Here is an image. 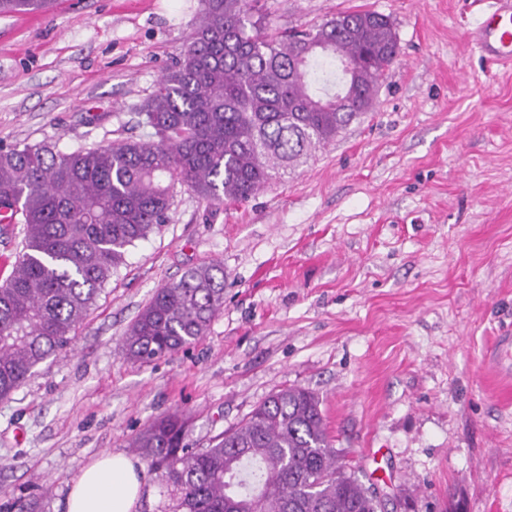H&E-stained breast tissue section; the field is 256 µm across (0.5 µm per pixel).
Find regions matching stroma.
I'll return each instance as SVG.
<instances>
[{
  "instance_id": "obj_1",
  "label": "stroma",
  "mask_w": 512,
  "mask_h": 512,
  "mask_svg": "<svg viewBox=\"0 0 512 512\" xmlns=\"http://www.w3.org/2000/svg\"><path fill=\"white\" fill-rule=\"evenodd\" d=\"M276 27L389 16L373 106L247 201L176 187L70 347L0 399V506L64 512L71 482L156 418L204 448L272 393H315L334 447L385 512H512V65L487 67L475 0H261ZM199 0H54L0 15V147L142 139L132 114ZM224 266V309L148 364L122 338L156 289Z\"/></svg>"
}]
</instances>
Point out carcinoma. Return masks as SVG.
<instances>
[{
	"label": "carcinoma",
	"mask_w": 512,
	"mask_h": 512,
	"mask_svg": "<svg viewBox=\"0 0 512 512\" xmlns=\"http://www.w3.org/2000/svg\"><path fill=\"white\" fill-rule=\"evenodd\" d=\"M49 2L0 0V14ZM257 3L201 0L188 42L134 108L150 139L71 152L45 142L0 147V224L24 226L0 284V399L70 345L129 248L169 219L175 185L215 207L245 200L370 110L398 56L390 18L358 11L271 29ZM223 308L224 268L189 269L130 324L126 355L137 363L172 355ZM189 431L190 419L173 412L132 442L166 488L165 512H381L306 389L272 394L207 448L190 445Z\"/></svg>",
	"instance_id": "cac0c4a2"
}]
</instances>
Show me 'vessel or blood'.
I'll return each instance as SVG.
<instances>
[{"instance_id": "obj_1", "label": "vessel or blood", "mask_w": 512, "mask_h": 512, "mask_svg": "<svg viewBox=\"0 0 512 512\" xmlns=\"http://www.w3.org/2000/svg\"><path fill=\"white\" fill-rule=\"evenodd\" d=\"M475 49L487 64L512 62V0H494L472 27Z\"/></svg>"}]
</instances>
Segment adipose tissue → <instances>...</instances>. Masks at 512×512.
Segmentation results:
<instances>
[{"instance_id": "obj_1", "label": "adipose tissue", "mask_w": 512, "mask_h": 512, "mask_svg": "<svg viewBox=\"0 0 512 512\" xmlns=\"http://www.w3.org/2000/svg\"><path fill=\"white\" fill-rule=\"evenodd\" d=\"M144 488L143 467L122 452H105L73 482L66 512H134Z\"/></svg>"}]
</instances>
